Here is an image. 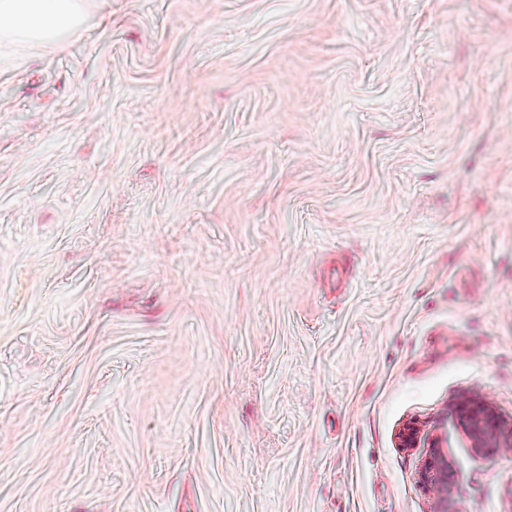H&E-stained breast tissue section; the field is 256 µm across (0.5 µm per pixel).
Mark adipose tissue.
<instances>
[{
  "label": "adipose tissue",
  "instance_id": "obj_1",
  "mask_svg": "<svg viewBox=\"0 0 512 512\" xmlns=\"http://www.w3.org/2000/svg\"><path fill=\"white\" fill-rule=\"evenodd\" d=\"M79 0H0V45L60 23Z\"/></svg>",
  "mask_w": 512,
  "mask_h": 512
}]
</instances>
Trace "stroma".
I'll return each mask as SVG.
<instances>
[{
	"label": "stroma",
	"instance_id": "35a3bbf8",
	"mask_svg": "<svg viewBox=\"0 0 512 512\" xmlns=\"http://www.w3.org/2000/svg\"><path fill=\"white\" fill-rule=\"evenodd\" d=\"M474 394L512 0H88L0 64V512H512ZM455 414L466 429L473 447L484 452L512 448V427L505 433L501 421L485 401L466 397L457 402ZM447 460L438 453H431L425 459L419 472V479L425 489L442 493L448 490V478L453 475Z\"/></svg>",
	"mask_w": 512,
	"mask_h": 512
}]
</instances>
